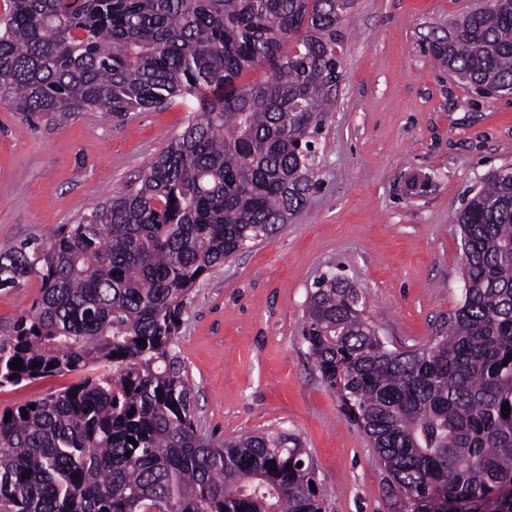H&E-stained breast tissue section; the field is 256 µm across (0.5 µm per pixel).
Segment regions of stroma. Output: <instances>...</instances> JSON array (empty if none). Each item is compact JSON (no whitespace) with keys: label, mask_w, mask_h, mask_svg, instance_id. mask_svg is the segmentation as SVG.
Returning <instances> with one entry per match:
<instances>
[{"label":"stroma","mask_w":512,"mask_h":512,"mask_svg":"<svg viewBox=\"0 0 512 512\" xmlns=\"http://www.w3.org/2000/svg\"><path fill=\"white\" fill-rule=\"evenodd\" d=\"M481 0H354L343 78L320 147V184L272 240L210 272L185 306L176 351L195 387L197 427L221 441L296 435L325 512H407L368 438L314 370L302 316L320 275L353 282L394 346L434 335L462 302L450 217L512 167V95L482 97L429 50L433 32ZM185 107L32 123L0 103V252L66 233L137 184L178 136ZM77 373L0 387V410Z\"/></svg>","instance_id":"35a3bbf8"}]
</instances>
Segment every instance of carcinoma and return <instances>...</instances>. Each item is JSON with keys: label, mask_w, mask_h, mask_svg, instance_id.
<instances>
[{"label": "carcinoma", "mask_w": 512, "mask_h": 512, "mask_svg": "<svg viewBox=\"0 0 512 512\" xmlns=\"http://www.w3.org/2000/svg\"><path fill=\"white\" fill-rule=\"evenodd\" d=\"M352 4L7 0L0 101L14 111L63 124L179 102L191 118L136 186L0 253V290L40 279L0 323V387L100 370L0 411V512H324L295 435L198 431L175 345L200 280L317 187ZM430 49L477 93H512V0L453 19ZM257 67L265 80L239 82ZM453 223L462 305L422 346L389 347L336 274L314 283L302 341L411 512H512V175L491 173Z\"/></svg>", "instance_id": "1"}]
</instances>
